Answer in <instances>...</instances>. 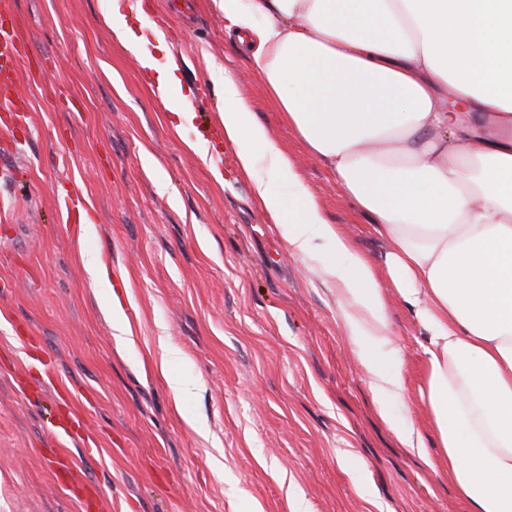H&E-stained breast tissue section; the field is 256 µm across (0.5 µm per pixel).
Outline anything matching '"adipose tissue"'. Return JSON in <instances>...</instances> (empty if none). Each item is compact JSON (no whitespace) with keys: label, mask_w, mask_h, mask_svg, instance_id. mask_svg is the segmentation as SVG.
I'll list each match as a JSON object with an SVG mask.
<instances>
[{"label":"adipose tissue","mask_w":512,"mask_h":512,"mask_svg":"<svg viewBox=\"0 0 512 512\" xmlns=\"http://www.w3.org/2000/svg\"><path fill=\"white\" fill-rule=\"evenodd\" d=\"M214 3L289 127L388 240L389 275L430 336L425 395L449 478L472 512H512V0ZM107 23L157 90L179 87L144 12L113 0ZM222 123L280 236L301 254L331 244L321 271L386 415L405 383L374 353L391 338L370 263L229 76Z\"/></svg>","instance_id":"1"}]
</instances>
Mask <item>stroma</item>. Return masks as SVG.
I'll return each instance as SVG.
<instances>
[{
  "instance_id": "stroma-1",
  "label": "stroma",
  "mask_w": 512,
  "mask_h": 512,
  "mask_svg": "<svg viewBox=\"0 0 512 512\" xmlns=\"http://www.w3.org/2000/svg\"><path fill=\"white\" fill-rule=\"evenodd\" d=\"M10 2L32 128L0 158V512H86L95 492L107 512H470L420 395L429 336L390 281L388 242L289 128L223 11L142 0L192 91L180 127L113 37L112 0ZM222 70L374 269L392 335L378 354L406 386L388 419L319 270L330 244L293 250L224 136ZM75 191L91 231L59 221ZM84 251L108 270L125 348ZM59 412L85 423L79 443L53 437ZM407 423L434 467L401 444ZM72 470L81 487L65 485Z\"/></svg>"
}]
</instances>
